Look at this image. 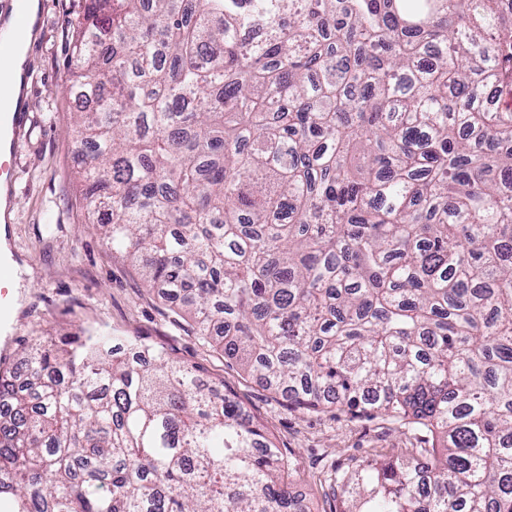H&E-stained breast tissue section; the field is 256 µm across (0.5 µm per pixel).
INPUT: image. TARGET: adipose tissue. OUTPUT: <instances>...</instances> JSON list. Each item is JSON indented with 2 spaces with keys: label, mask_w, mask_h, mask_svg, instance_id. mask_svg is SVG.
<instances>
[{
  "label": "adipose tissue",
  "mask_w": 512,
  "mask_h": 512,
  "mask_svg": "<svg viewBox=\"0 0 512 512\" xmlns=\"http://www.w3.org/2000/svg\"><path fill=\"white\" fill-rule=\"evenodd\" d=\"M39 0H27L24 19L9 17L0 21V40L10 45L8 53H0V85L11 92L0 102V112H16L28 87L26 81L27 48L37 35Z\"/></svg>",
  "instance_id": "ef3b65f1"
}]
</instances>
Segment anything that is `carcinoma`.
Here are the masks:
<instances>
[{
    "instance_id": "cac0c4a2",
    "label": "carcinoma",
    "mask_w": 512,
    "mask_h": 512,
    "mask_svg": "<svg viewBox=\"0 0 512 512\" xmlns=\"http://www.w3.org/2000/svg\"><path fill=\"white\" fill-rule=\"evenodd\" d=\"M84 199L196 336L418 447L341 512H512V0H90ZM0 373L6 512H305L233 395L138 336Z\"/></svg>"
}]
</instances>
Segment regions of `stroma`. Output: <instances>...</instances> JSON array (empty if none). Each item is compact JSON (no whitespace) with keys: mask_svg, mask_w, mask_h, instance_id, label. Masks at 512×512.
<instances>
[{"mask_svg":"<svg viewBox=\"0 0 512 512\" xmlns=\"http://www.w3.org/2000/svg\"><path fill=\"white\" fill-rule=\"evenodd\" d=\"M85 2L39 0V33L28 52L7 224L20 266L12 349L20 351L37 336H72L90 327L144 337L204 379L223 383L295 462V489L305 493L311 512H330L332 465L379 459L415 447L416 440L407 427L381 416L352 421L336 412L296 409L267 384L246 377L221 350L202 344L176 315V303L146 286L137 263L113 251L89 224L75 163V107L67 92L73 33Z\"/></svg>","mask_w":512,"mask_h":512,"instance_id":"stroma-1","label":"stroma"}]
</instances>
